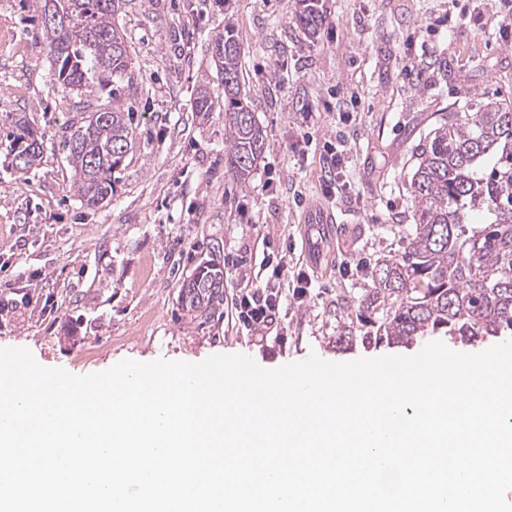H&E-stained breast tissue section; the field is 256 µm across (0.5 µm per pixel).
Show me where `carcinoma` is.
<instances>
[{
    "instance_id": "cac0c4a2",
    "label": "carcinoma",
    "mask_w": 512,
    "mask_h": 512,
    "mask_svg": "<svg viewBox=\"0 0 512 512\" xmlns=\"http://www.w3.org/2000/svg\"><path fill=\"white\" fill-rule=\"evenodd\" d=\"M68 19L45 28L50 79L79 96L107 95L104 108L78 112L64 139L74 170L71 189L82 204L112 198L117 174L137 139L132 105L133 55L112 23L128 0H53ZM319 0H299L296 21L313 36L322 23ZM224 75V168L244 183L261 155L263 129L241 88L235 31L211 43ZM42 135L26 122L11 150L23 147L19 170L41 159ZM416 154L411 182L413 228L399 254L375 263L364 300L377 314L365 342L443 334L469 342L512 334V106L476 93L438 112ZM483 222L472 226L474 216ZM181 306L207 316L224 300V265L201 261L182 281Z\"/></svg>"
}]
</instances>
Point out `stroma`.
<instances>
[{"label": "stroma", "instance_id": "35a3bbf8", "mask_svg": "<svg viewBox=\"0 0 512 512\" xmlns=\"http://www.w3.org/2000/svg\"><path fill=\"white\" fill-rule=\"evenodd\" d=\"M322 3L311 38L296 24L298 0H128L118 23L133 51L138 139L111 201L89 208L70 189L63 140L71 117L98 101L52 85L40 16L28 0H0V347L76 376L125 359L242 353L274 369L312 352L348 362L423 348L365 343L351 317L376 261L411 228L408 189L432 112L477 90L512 104V32L501 0ZM228 24L264 130L244 185L224 169L223 107L199 113L192 101L197 86L224 90L208 43ZM22 120L45 135L24 173L7 155ZM328 141L348 159L349 192L332 201L321 178ZM313 209L335 216L328 232L303 223ZM213 246L224 301L202 320L179 290ZM288 248L313 286L299 300L281 283L277 328L262 341L235 322L233 303L262 259Z\"/></svg>", "mask_w": 512, "mask_h": 512}]
</instances>
